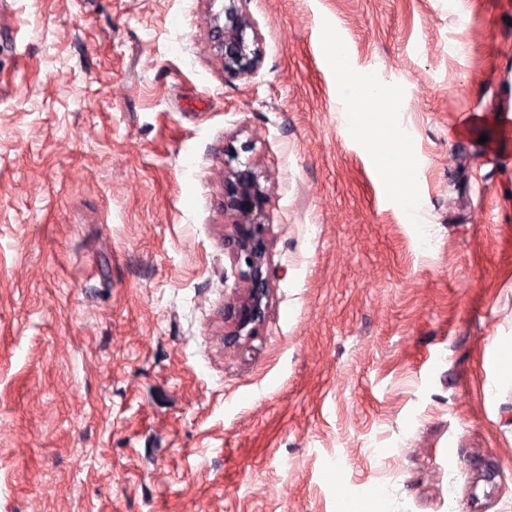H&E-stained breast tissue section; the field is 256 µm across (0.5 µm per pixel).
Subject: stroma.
<instances>
[{"label":"stroma","instance_id":"obj_1","mask_svg":"<svg viewBox=\"0 0 512 512\" xmlns=\"http://www.w3.org/2000/svg\"><path fill=\"white\" fill-rule=\"evenodd\" d=\"M244 8L228 79L220 0H0V512H512V0ZM243 2L246 1L225 0L211 28L214 48L224 60V75L230 79L252 77L261 63L258 37L254 35L251 41L246 37L252 23ZM391 100L388 98V91L381 83L369 82L364 85L363 93L355 103L354 108L346 113V117L353 126L358 128L360 126L361 112L367 105L374 106L378 112H388ZM266 195L248 166L224 174V216L232 219L224 235V249L231 256L244 283V296L225 313L230 323L227 343L254 336L266 316L269 291V245L264 231Z\"/></svg>","mask_w":512,"mask_h":512}]
</instances>
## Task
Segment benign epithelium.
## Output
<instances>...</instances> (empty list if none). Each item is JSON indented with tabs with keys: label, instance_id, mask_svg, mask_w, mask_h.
Masks as SVG:
<instances>
[{
	"label": "benign epithelium",
	"instance_id": "7a95c632",
	"mask_svg": "<svg viewBox=\"0 0 512 512\" xmlns=\"http://www.w3.org/2000/svg\"><path fill=\"white\" fill-rule=\"evenodd\" d=\"M243 2L225 0L211 28L214 48L224 60V75L230 79L255 75L261 63L258 37H246L252 23ZM265 205V192L250 167L225 172L224 215L232 219V224L230 234L224 236V249L231 256L245 290L244 296L226 312L230 326L224 340L228 343L255 335L265 320L270 291Z\"/></svg>",
	"mask_w": 512,
	"mask_h": 512
}]
</instances>
